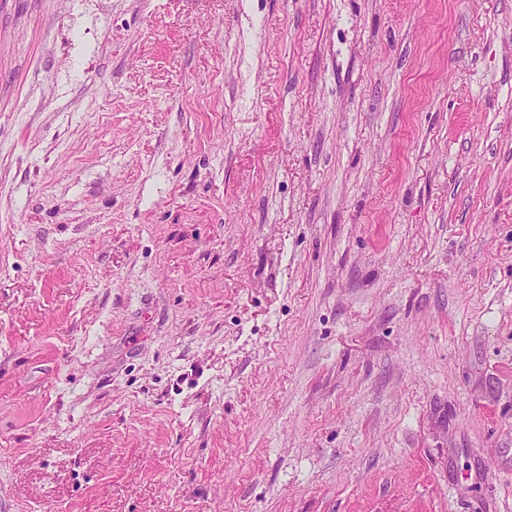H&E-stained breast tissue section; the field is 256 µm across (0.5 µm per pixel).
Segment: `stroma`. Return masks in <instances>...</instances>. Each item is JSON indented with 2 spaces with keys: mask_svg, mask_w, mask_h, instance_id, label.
Instances as JSON below:
<instances>
[{
  "mask_svg": "<svg viewBox=\"0 0 512 512\" xmlns=\"http://www.w3.org/2000/svg\"><path fill=\"white\" fill-rule=\"evenodd\" d=\"M0 512H512V0H0Z\"/></svg>",
  "mask_w": 512,
  "mask_h": 512,
  "instance_id": "obj_1",
  "label": "stroma"
}]
</instances>
